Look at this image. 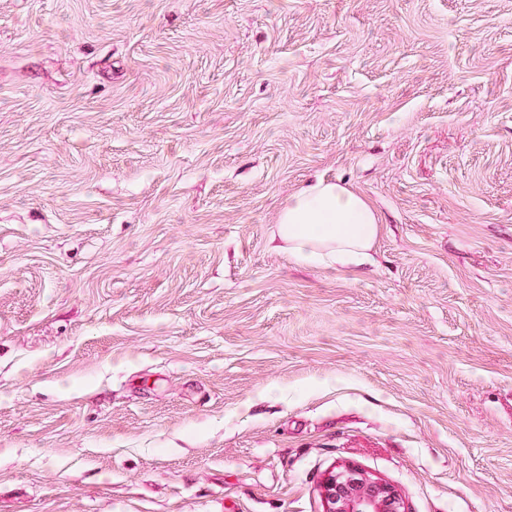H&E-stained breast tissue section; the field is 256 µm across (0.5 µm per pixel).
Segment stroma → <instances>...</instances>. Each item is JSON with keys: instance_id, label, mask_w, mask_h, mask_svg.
I'll list each match as a JSON object with an SVG mask.
<instances>
[{"instance_id": "1", "label": "stroma", "mask_w": 512, "mask_h": 512, "mask_svg": "<svg viewBox=\"0 0 512 512\" xmlns=\"http://www.w3.org/2000/svg\"><path fill=\"white\" fill-rule=\"evenodd\" d=\"M362 269L275 249L316 179ZM512 512V0H0V512ZM381 224L362 195L319 179L283 200L272 239L300 265L361 267L370 262ZM321 489L325 512H407L393 485L353 465L329 471Z\"/></svg>"}]
</instances>
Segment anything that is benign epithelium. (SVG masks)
I'll list each match as a JSON object with an SVG mask.
<instances>
[{
  "label": "benign epithelium",
  "instance_id": "1",
  "mask_svg": "<svg viewBox=\"0 0 512 512\" xmlns=\"http://www.w3.org/2000/svg\"><path fill=\"white\" fill-rule=\"evenodd\" d=\"M321 489L325 512H407L393 485L353 465L329 471Z\"/></svg>",
  "mask_w": 512,
  "mask_h": 512
}]
</instances>
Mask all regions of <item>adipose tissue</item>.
Segmentation results:
<instances>
[{
	"label": "adipose tissue",
	"mask_w": 512,
	"mask_h": 512,
	"mask_svg": "<svg viewBox=\"0 0 512 512\" xmlns=\"http://www.w3.org/2000/svg\"><path fill=\"white\" fill-rule=\"evenodd\" d=\"M381 231V218L357 192L317 180L280 205L275 240L304 266L360 267Z\"/></svg>",
	"instance_id": "obj_1"
}]
</instances>
